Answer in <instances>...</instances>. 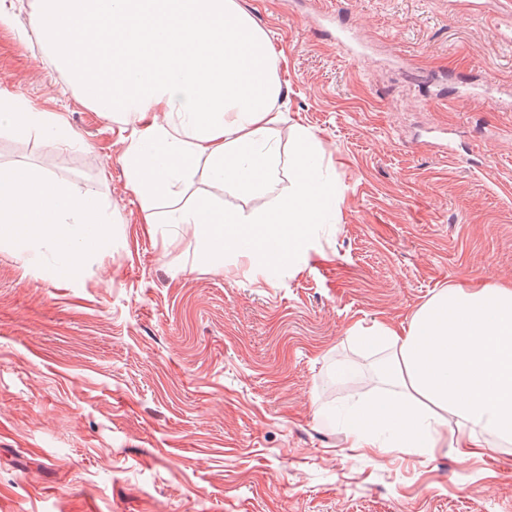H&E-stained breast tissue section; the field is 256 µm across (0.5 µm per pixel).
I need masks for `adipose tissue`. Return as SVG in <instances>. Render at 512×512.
Instances as JSON below:
<instances>
[{"label":"adipose tissue","mask_w":512,"mask_h":512,"mask_svg":"<svg viewBox=\"0 0 512 512\" xmlns=\"http://www.w3.org/2000/svg\"><path fill=\"white\" fill-rule=\"evenodd\" d=\"M35 32L85 97L134 124L123 160L155 233L153 203H172L168 221L194 225L204 259L287 267L311 229L334 215L336 189L321 144L306 129L291 151L276 137L286 53L238 0H32ZM34 131L52 149L75 138L65 117L0 90V132ZM225 191L269 196L254 210L207 199L185 206L199 166ZM112 236L97 192L25 164L0 165V249L52 245L59 269L82 265ZM365 351L382 355V390L348 408L354 448L435 454L459 461L512 446V282L473 279L438 291L408 323L352 325Z\"/></svg>","instance_id":"adipose-tissue-1"}]
</instances>
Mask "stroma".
Here are the masks:
<instances>
[{
    "instance_id": "35a3bbf8",
    "label": "stroma",
    "mask_w": 512,
    "mask_h": 512,
    "mask_svg": "<svg viewBox=\"0 0 512 512\" xmlns=\"http://www.w3.org/2000/svg\"><path fill=\"white\" fill-rule=\"evenodd\" d=\"M29 2L0 0V90L78 141L3 132L0 163L95 187L113 225L78 281L0 250V512H512V465L380 458L337 416L377 382L350 326L512 281V23L493 0H323L357 57L308 0H239L288 57L280 142H321L341 214L293 268L226 271L190 225L146 232L117 123L37 41ZM443 126L448 156L429 146Z\"/></svg>"
}]
</instances>
